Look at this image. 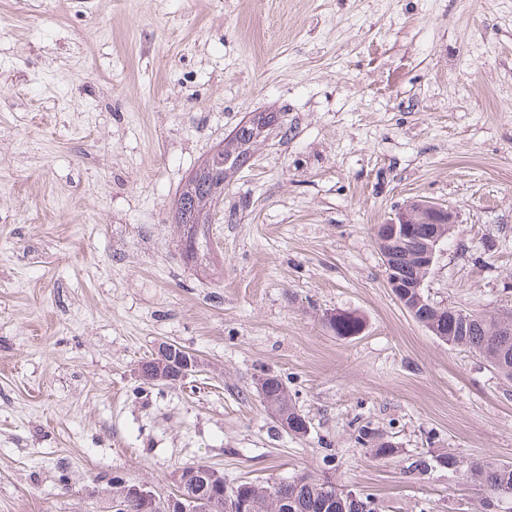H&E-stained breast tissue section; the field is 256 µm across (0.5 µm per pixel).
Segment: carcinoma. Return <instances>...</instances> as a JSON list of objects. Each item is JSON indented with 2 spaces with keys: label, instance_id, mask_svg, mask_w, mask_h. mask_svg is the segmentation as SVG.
<instances>
[{
  "label": "carcinoma",
  "instance_id": "carcinoma-1",
  "mask_svg": "<svg viewBox=\"0 0 512 512\" xmlns=\"http://www.w3.org/2000/svg\"><path fill=\"white\" fill-rule=\"evenodd\" d=\"M224 194V185L214 187L194 186L192 182L183 185L179 198L190 196V207L183 210L178 206L177 224L193 223L200 226L199 234L208 232V215L211 206ZM327 329L339 337L357 335L363 323L361 318L350 311L338 314L336 322L324 320ZM450 346H466L479 353L491 367L507 379L512 380V331L509 332L493 314L476 313L469 322H459L454 335L448 337ZM266 400L278 411L288 413V424L282 425L289 433L306 434V416L300 413L288 396V388L281 376L268 377ZM376 433L367 426L359 429L357 443L375 449V456L386 457L393 449L385 443L375 441ZM471 475L478 481L482 490L490 495L512 497V466L506 465H477L471 469ZM281 498L288 500L291 512H319V506L329 499H336L335 512H373L369 509V498L352 497L350 490L343 488L323 474L307 473L293 480L278 483ZM270 484L241 482L228 486L222 485L213 491L211 498L225 505L227 499L245 497L253 504L252 512H271V504L266 495Z\"/></svg>",
  "mask_w": 512,
  "mask_h": 512
}]
</instances>
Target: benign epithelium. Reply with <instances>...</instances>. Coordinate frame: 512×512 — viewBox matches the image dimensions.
<instances>
[{
	"instance_id": "1",
	"label": "benign epithelium",
	"mask_w": 512,
	"mask_h": 512,
	"mask_svg": "<svg viewBox=\"0 0 512 512\" xmlns=\"http://www.w3.org/2000/svg\"><path fill=\"white\" fill-rule=\"evenodd\" d=\"M458 223L456 214L438 203L411 199L395 210L385 224L376 227V239L385 245L381 251L386 269V283L400 304L413 294L424 293L425 281L438 256L444 251V234L440 227ZM415 241V249L400 254L407 240ZM460 310L444 315L433 324L422 323L434 336L446 337L454 328ZM158 363L151 375L137 369L140 380L176 383L198 372L200 360L196 354L170 345L158 348ZM224 483V473L207 465L192 470H180L173 477L174 488L167 496L158 497L146 484H133L112 497V512H126L128 500L137 498L150 512H209L210 490Z\"/></svg>"
}]
</instances>
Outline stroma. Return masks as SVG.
<instances>
[{
	"label": "stroma",
	"mask_w": 512,
	"mask_h": 512,
	"mask_svg": "<svg viewBox=\"0 0 512 512\" xmlns=\"http://www.w3.org/2000/svg\"><path fill=\"white\" fill-rule=\"evenodd\" d=\"M258 117L185 259L183 184ZM411 198L459 219L430 300L512 307V0H0V512H109L112 474L168 493L192 464L512 512L467 476L512 464V381L386 285L372 227ZM163 343L201 367L141 386ZM336 315L338 316L336 317ZM330 317L333 321L336 318V323L331 322V320H327L324 316V325L339 337L347 338L356 336L363 327L361 318L354 312L344 311V313L337 314L335 312L329 313L328 318ZM267 383L266 400L271 403L279 412H288V425L280 423L287 432H293L295 435H305L306 416L300 413L292 404L288 396V388L281 376L273 375L265 378ZM288 426V429H287ZM301 433V434H300Z\"/></svg>",
	"instance_id": "stroma-1"
}]
</instances>
